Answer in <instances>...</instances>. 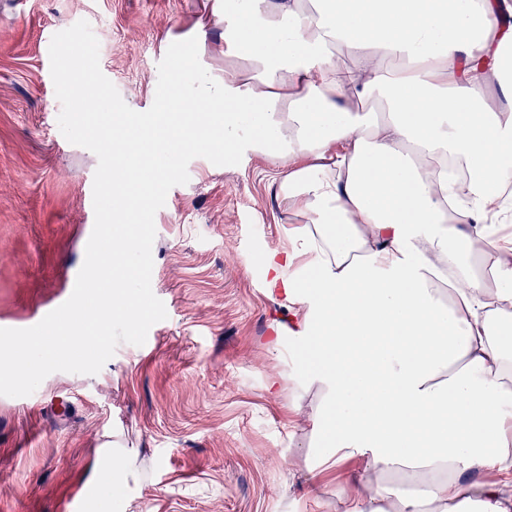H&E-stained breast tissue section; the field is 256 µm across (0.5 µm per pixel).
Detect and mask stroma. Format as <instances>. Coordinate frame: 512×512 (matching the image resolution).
Masks as SVG:
<instances>
[{"instance_id":"35a3bbf8","label":"stroma","mask_w":512,"mask_h":512,"mask_svg":"<svg viewBox=\"0 0 512 512\" xmlns=\"http://www.w3.org/2000/svg\"><path fill=\"white\" fill-rule=\"evenodd\" d=\"M204 0H0V320L64 300L94 227L98 160L59 130L45 46L88 21L100 67L141 111L184 80L173 59L194 40ZM155 215L154 294L168 317L145 349L123 343L98 374L55 372L42 404L0 396V512H60L92 484L102 441L128 458L129 512H336L339 470L308 492L289 445V393L267 384L299 361L267 349L274 305L257 260L280 248L287 219L265 158L193 159Z\"/></svg>"}]
</instances>
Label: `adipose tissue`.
<instances>
[{
  "label": "adipose tissue",
  "mask_w": 512,
  "mask_h": 512,
  "mask_svg": "<svg viewBox=\"0 0 512 512\" xmlns=\"http://www.w3.org/2000/svg\"><path fill=\"white\" fill-rule=\"evenodd\" d=\"M224 69L101 113L138 147L275 167L262 258L309 480L340 512H512V0H218ZM375 108H368V101ZM122 128V137L110 128ZM415 483L408 492L406 483Z\"/></svg>",
  "instance_id": "obj_1"
}]
</instances>
